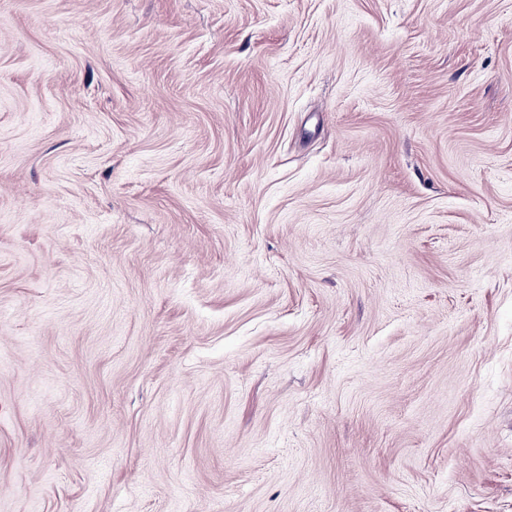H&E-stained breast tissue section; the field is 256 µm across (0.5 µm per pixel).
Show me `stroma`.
Returning <instances> with one entry per match:
<instances>
[{
	"mask_svg": "<svg viewBox=\"0 0 512 512\" xmlns=\"http://www.w3.org/2000/svg\"><path fill=\"white\" fill-rule=\"evenodd\" d=\"M0 512H512V0H0Z\"/></svg>",
	"mask_w": 512,
	"mask_h": 512,
	"instance_id": "35a3bbf8",
	"label": "stroma"
}]
</instances>
